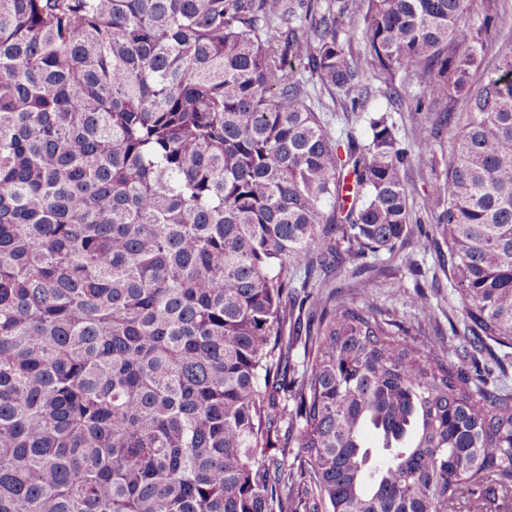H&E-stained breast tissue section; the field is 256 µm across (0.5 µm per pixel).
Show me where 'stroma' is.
<instances>
[{
	"instance_id": "stroma-1",
	"label": "stroma",
	"mask_w": 512,
	"mask_h": 512,
	"mask_svg": "<svg viewBox=\"0 0 512 512\" xmlns=\"http://www.w3.org/2000/svg\"><path fill=\"white\" fill-rule=\"evenodd\" d=\"M296 77L310 88L321 121L332 136L348 133L363 143L370 135L368 118L377 111L389 113L404 144L428 134L447 141L449 130L442 123V116L452 111L461 117L466 112L464 100L445 98L425 101L423 112H416L419 89L405 74L397 77L403 91L401 101H389L382 80L373 76L369 79L370 98L365 108L356 111L315 87L308 71L297 69ZM446 164L442 157L416 159L406 169L405 181L414 203L412 215L421 224L422 234L412 235L394 252L347 260L330 272L323 289L335 292L338 299L350 304L376 305L393 319L401 337L429 344L445 363L461 369L465 379L483 378L512 392V359L503 356L494 342L478 341L465 330V304L448 280V245L435 231V217L420 206L429 186L444 178ZM418 290L428 297L427 310L405 303L406 295Z\"/></svg>"
}]
</instances>
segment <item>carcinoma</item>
Here are the masks:
<instances>
[{"label": "carcinoma", "instance_id": "1", "mask_svg": "<svg viewBox=\"0 0 512 512\" xmlns=\"http://www.w3.org/2000/svg\"><path fill=\"white\" fill-rule=\"evenodd\" d=\"M476 0H362L388 96L462 97L425 195L467 331L512 348V39ZM304 9L309 23L299 19ZM349 0H0V512L512 507V394L467 385L316 266L412 233L404 147L332 137L295 65L369 85ZM346 248L340 249L339 243ZM305 267L302 370L284 336ZM298 452L288 460L290 449Z\"/></svg>", "mask_w": 512, "mask_h": 512}]
</instances>
